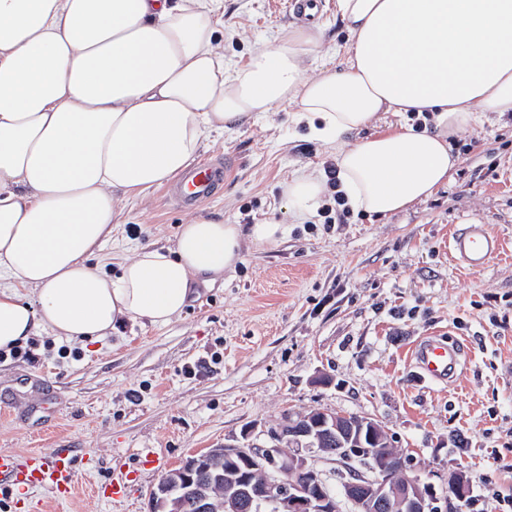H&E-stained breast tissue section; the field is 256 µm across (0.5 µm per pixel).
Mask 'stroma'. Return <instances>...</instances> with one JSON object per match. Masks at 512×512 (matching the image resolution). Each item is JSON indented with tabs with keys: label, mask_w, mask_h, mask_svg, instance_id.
Returning <instances> with one entry per match:
<instances>
[{
	"label": "stroma",
	"mask_w": 512,
	"mask_h": 512,
	"mask_svg": "<svg viewBox=\"0 0 512 512\" xmlns=\"http://www.w3.org/2000/svg\"><path fill=\"white\" fill-rule=\"evenodd\" d=\"M283 0H224V58L245 63L293 19ZM317 62H340L350 35L327 8ZM291 104L212 135L199 162L233 171L201 204L166 187L125 207L104 252L165 244L197 214L232 224L267 219L284 235L244 244L234 271L200 286L180 318L126 322L81 345L44 332L22 356L0 354V453L88 455L74 496L47 488L0 496V512H150L161 478L187 459L283 414L367 416L409 458L408 472L446 488L462 472L464 512H512V121L459 133L448 184L407 211L295 223L282 185L324 168L332 148L307 138ZM489 225L507 246L477 273L448 254V234ZM435 339L461 342L449 381L423 378L411 353ZM121 483L106 500L99 481Z\"/></svg>",
	"instance_id": "1"
}]
</instances>
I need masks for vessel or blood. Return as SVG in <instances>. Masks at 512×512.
Masks as SVG:
<instances>
[{"label":"vessel or blood","mask_w":512,"mask_h":512,"mask_svg":"<svg viewBox=\"0 0 512 512\" xmlns=\"http://www.w3.org/2000/svg\"><path fill=\"white\" fill-rule=\"evenodd\" d=\"M219 176L218 169L200 167L191 178L182 180L180 200L201 202L208 198ZM505 251L501 238L493 234L487 225L477 221L467 224L448 237V252L461 268L478 272L494 257ZM413 357L424 378L443 381L454 374L458 365V352L454 346L428 340L419 345ZM22 470L30 486L51 489L58 498H69L77 484L78 475L70 449H60L50 459L31 456L20 460L0 455V492L11 491L14 470Z\"/></svg>","instance_id":"b4317fda"}]
</instances>
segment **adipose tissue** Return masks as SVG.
<instances>
[{
    "label": "adipose tissue",
    "instance_id": "1",
    "mask_svg": "<svg viewBox=\"0 0 512 512\" xmlns=\"http://www.w3.org/2000/svg\"><path fill=\"white\" fill-rule=\"evenodd\" d=\"M223 15L224 0H0V350L44 331L86 344L127 321L168 324L243 243L276 242L282 224L197 215L116 271L91 262L126 200L283 102L335 147L346 205L380 217L447 183L459 132L512 116V0H336L351 35L340 67L312 66L323 32L299 24L227 65ZM406 112L414 122L374 131ZM327 191L315 169L282 186L299 224Z\"/></svg>",
    "mask_w": 512,
    "mask_h": 512
}]
</instances>
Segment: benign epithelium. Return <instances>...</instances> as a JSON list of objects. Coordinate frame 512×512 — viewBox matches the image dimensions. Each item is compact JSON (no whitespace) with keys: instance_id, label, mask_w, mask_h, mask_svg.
Returning <instances> with one entry per match:
<instances>
[{"instance_id":"benign-epithelium-1","label":"benign epithelium","mask_w":512,"mask_h":512,"mask_svg":"<svg viewBox=\"0 0 512 512\" xmlns=\"http://www.w3.org/2000/svg\"><path fill=\"white\" fill-rule=\"evenodd\" d=\"M257 442L250 433L231 436L164 476L151 494L150 512H179L190 502L197 512H215L213 492L224 487L230 512H251L262 501L275 512H336V498L317 466L320 459L357 462L363 470L343 484L354 512H461L473 493L457 471L448 474L453 494L407 474L406 456L372 418L315 410L282 417ZM232 473L224 474V462Z\"/></svg>"}]
</instances>
